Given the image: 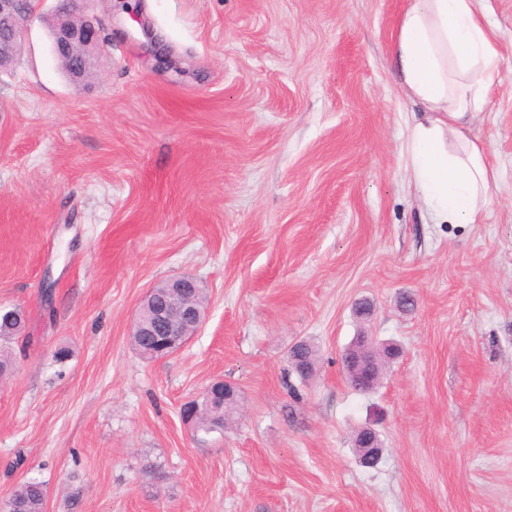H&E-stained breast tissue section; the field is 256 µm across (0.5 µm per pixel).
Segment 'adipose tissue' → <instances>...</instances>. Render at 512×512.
Here are the masks:
<instances>
[{
  "label": "adipose tissue",
  "instance_id": "1",
  "mask_svg": "<svg viewBox=\"0 0 512 512\" xmlns=\"http://www.w3.org/2000/svg\"><path fill=\"white\" fill-rule=\"evenodd\" d=\"M391 62L404 96L422 107L407 135L420 199L435 223H480L498 171L470 125L487 106L502 64L485 0H407Z\"/></svg>",
  "mask_w": 512,
  "mask_h": 512
}]
</instances>
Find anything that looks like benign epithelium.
<instances>
[{
    "label": "benign epithelium",
    "mask_w": 512,
    "mask_h": 512,
    "mask_svg": "<svg viewBox=\"0 0 512 512\" xmlns=\"http://www.w3.org/2000/svg\"><path fill=\"white\" fill-rule=\"evenodd\" d=\"M91 0H53L55 22L49 38L54 55L66 64L65 76L83 81L95 71V54L100 50V28L88 15ZM36 8L24 7L23 0H0V72L13 66L24 32ZM207 307L202 290L191 276H181L149 289L144 296L132 335L165 339L161 352L168 357L181 350L206 320ZM380 352L367 343L351 348L344 355L353 383L370 390L378 378ZM354 446L362 449L359 463L371 467L378 463L382 445L377 432L361 430Z\"/></svg>",
    "instance_id": "1"
}]
</instances>
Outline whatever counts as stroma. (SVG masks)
<instances>
[{
  "label": "stroma",
  "mask_w": 512,
  "mask_h": 512,
  "mask_svg": "<svg viewBox=\"0 0 512 512\" xmlns=\"http://www.w3.org/2000/svg\"><path fill=\"white\" fill-rule=\"evenodd\" d=\"M405 4L93 0L81 85L30 23L0 74V306L25 314L0 503L33 478L45 512H512V0H487L503 64L471 130L498 170L480 224L432 223L409 179ZM182 275L207 321L143 361L140 302ZM362 332L402 351L367 394L342 365ZM218 379L237 406L205 434L181 409ZM355 448H363L358 456L359 463L364 467H372L377 464L382 453V445L377 432L370 428H363L354 442Z\"/></svg>",
  "instance_id": "35a3bbf8"
}]
</instances>
